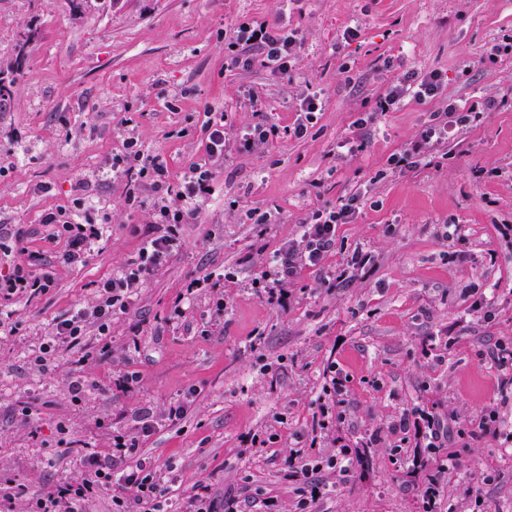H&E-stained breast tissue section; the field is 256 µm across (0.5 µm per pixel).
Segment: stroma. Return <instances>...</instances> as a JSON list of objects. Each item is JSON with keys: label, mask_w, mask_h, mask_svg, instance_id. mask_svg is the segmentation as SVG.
I'll return each mask as SVG.
<instances>
[{"label": "stroma", "mask_w": 512, "mask_h": 512, "mask_svg": "<svg viewBox=\"0 0 512 512\" xmlns=\"http://www.w3.org/2000/svg\"><path fill=\"white\" fill-rule=\"evenodd\" d=\"M252 21L298 33L292 81L257 62L226 67L230 30ZM508 40L512 0H0V77L10 82L0 97V236L27 231L0 253V273L17 250H62L41 218L73 209L81 181L92 185L89 211L111 222L86 264L58 267L47 293L7 306L16 330L0 335V489L15 493V512L83 477L78 454L61 456L62 441L110 447L114 430L136 436L139 412L160 415L188 394V415L140 444L172 464L178 496L202 483L237 512H299L304 481L286 465L299 449L320 466L315 512H422L432 478L441 512H472L478 497L488 512H512V447L471 433L501 406L490 353L512 344V239L501 233L512 225V179L473 176L512 167V55L486 59ZM407 72L442 74L438 95L378 111ZM306 89L322 110L295 139L283 129ZM487 95L502 104L460 128L450 159L390 168L430 113ZM211 108L226 113L230 139L262 121L282 132L259 152L215 161V192L197 223L180 225L181 250L113 320L111 357L99 356L91 332L80 369L61 349L39 370L32 358L55 320L92 303L147 229L148 211L124 203L113 156L133 138L180 175L207 158ZM359 191L367 199L338 225L326 265L362 248L374 253L372 268L334 287L323 272L302 271L283 308L252 288L307 212ZM219 270L231 274L223 287L181 299L183 285ZM177 303L184 315L173 322ZM331 366L345 381L343 421L316 439L314 401ZM127 370L140 382L124 392L114 380ZM77 374L87 384L78 402L69 390ZM416 408L446 419V447L394 431ZM249 434L259 446H245ZM344 448L360 459L346 475L326 465Z\"/></svg>", "instance_id": "1"}]
</instances>
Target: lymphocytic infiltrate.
Here are the masks:
<instances>
[{
  "label": "lymphocytic infiltrate",
  "mask_w": 512,
  "mask_h": 512,
  "mask_svg": "<svg viewBox=\"0 0 512 512\" xmlns=\"http://www.w3.org/2000/svg\"><path fill=\"white\" fill-rule=\"evenodd\" d=\"M300 39L296 32L280 33L266 25L239 24L227 44V60L231 65L250 63L259 58L264 68L280 77H289ZM442 85V77L432 73L422 80L404 78L390 86L379 102L380 111L387 112L405 100L423 101L435 96ZM500 105L497 97L488 96L468 108L448 104L432 113L428 122L418 130L414 139L402 152L391 155L389 165L395 170H406L420 162L434 160L437 153L447 146L455 128L462 124L476 125L485 113ZM226 116L221 112L208 113L202 126L206 136L207 162L190 164L179 177L171 181L166 159L159 154L144 153L135 140H127L123 154L113 156L112 171L126 181L125 203L130 209L150 207L154 228L145 235L138 256L113 272L98 286L95 301L69 316L56 321L49 336L39 348L34 359L39 368H47L52 355L61 345H79L87 330L96 329L103 344L100 355L111 353L109 336L114 316L126 312L130 301L145 282L160 271L181 247L178 225L193 223L200 206L213 192L216 172L212 160L223 158L228 144ZM149 180L152 204H145L139 195L142 180ZM358 198H350L336 208H315L301 221L299 238L291 239L270 256L253 279V287L262 289L269 301L284 304L291 298V287L302 270H325L332 281L351 280L374 263L371 252L359 250L333 271H326L325 262L336 242V227L349 223L356 212ZM41 223L50 238L64 241L65 249L57 261L28 252L11 271L0 277V301L16 298L34 299L50 290L55 284L57 265L84 262L98 248L107 233V224L97 221L89 213L69 214L63 210L49 211ZM344 391V382L336 374L325 377L321 395H318L317 413L313 429L329 434L342 420L336 410L337 398ZM188 410L187 400L181 399L164 409L160 418L142 414L137 418L138 437L125 440L114 437L111 456L101 455L86 447L81 459L86 476L81 482H64L53 491L37 497L30 512H84V504L95 488L104 486L127 495L134 512H162L163 505L157 497L161 472L149 459L139 455L140 437L149 436L156 420L177 423Z\"/></svg>",
  "instance_id": "f902f5d3"
}]
</instances>
